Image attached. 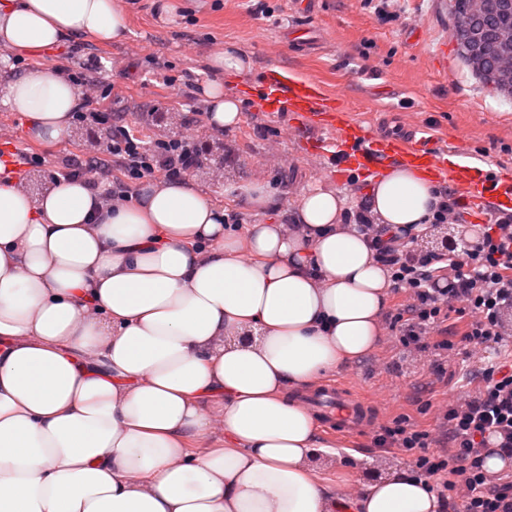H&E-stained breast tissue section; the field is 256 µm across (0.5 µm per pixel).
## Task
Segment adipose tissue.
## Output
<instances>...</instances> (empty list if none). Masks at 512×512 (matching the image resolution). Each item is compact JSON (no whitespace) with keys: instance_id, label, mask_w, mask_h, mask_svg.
Segmentation results:
<instances>
[{"instance_id":"adipose-tissue-1","label":"adipose tissue","mask_w":512,"mask_h":512,"mask_svg":"<svg viewBox=\"0 0 512 512\" xmlns=\"http://www.w3.org/2000/svg\"><path fill=\"white\" fill-rule=\"evenodd\" d=\"M127 32L117 0H0V49ZM209 126L243 116L203 88ZM77 90L46 68L0 104L46 144ZM392 228L426 223L435 183L400 167L368 190ZM333 191L302 193L292 224L234 231L191 182L143 184L112 209L85 182L31 194L0 180V512H439L403 468L353 498L309 466L322 445L298 398L377 346L390 284ZM217 399L215 414L199 407ZM224 421L223 448L181 435Z\"/></svg>"}]
</instances>
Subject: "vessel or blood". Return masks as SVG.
<instances>
[{
  "label": "vessel or blood",
  "instance_id": "obj_1",
  "mask_svg": "<svg viewBox=\"0 0 512 512\" xmlns=\"http://www.w3.org/2000/svg\"><path fill=\"white\" fill-rule=\"evenodd\" d=\"M261 103L265 112L282 118L284 130L333 132V139L317 142L316 147L335 159L337 169L363 166L376 173L390 165H410L434 180L448 181L477 209H512V179L493 182L477 165L448 163L435 153L423 128L398 133L368 130L351 117L341 95H326L318 85L297 80L284 68L265 71ZM319 400L325 414L335 419L337 430L370 427L367 408L352 390L333 385Z\"/></svg>",
  "mask_w": 512,
  "mask_h": 512
}]
</instances>
